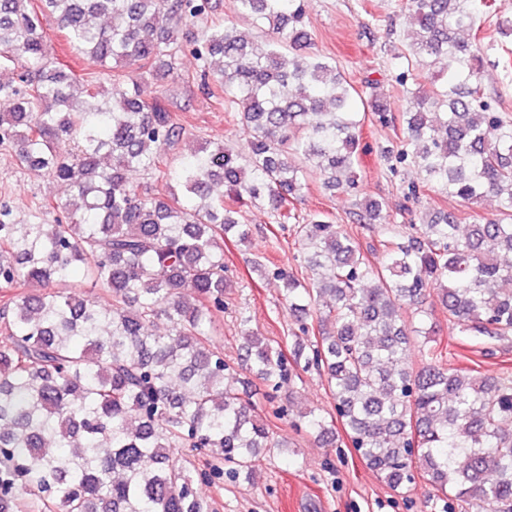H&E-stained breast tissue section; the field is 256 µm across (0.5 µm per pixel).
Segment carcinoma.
I'll list each match as a JSON object with an SVG mask.
<instances>
[{"label":"carcinoma","mask_w":512,"mask_h":512,"mask_svg":"<svg viewBox=\"0 0 512 512\" xmlns=\"http://www.w3.org/2000/svg\"><path fill=\"white\" fill-rule=\"evenodd\" d=\"M236 2L276 37L197 28L212 0H0V69H21L0 80V144L19 168L71 191L38 201L28 224L0 203V512L21 495L40 512H211L199 483H251L262 453H283L265 407L228 382L232 366L210 338L231 287L224 238L248 241L244 207L258 202L272 223L296 228L312 277L273 276L303 334L316 314L318 338L288 357L243 328L253 373L276 390L320 368L349 444L390 488L420 476L441 512H512V372L448 363L428 303L437 295L463 336H512V119L489 111L482 48L461 38L475 25L473 0H406L414 27L398 55L399 114L374 97L357 106L337 63L288 54L310 44L302 0ZM47 15L90 63L125 68L109 99L73 94ZM187 49L199 87L223 89L224 112L248 133L247 158L209 143L168 165L183 127L166 98L141 99L140 83L176 74ZM417 62L434 69L428 89ZM362 108L405 127L406 147L381 158L391 171L417 167L406 199L492 197L498 213L463 236L448 211L377 226L382 204L366 197L357 221L379 237L367 250L330 214H297L314 171L327 190L358 188ZM136 170L154 176V193L128 180ZM88 288L112 303L99 306ZM293 426L320 442L332 422L310 409Z\"/></svg>","instance_id":"obj_1"}]
</instances>
